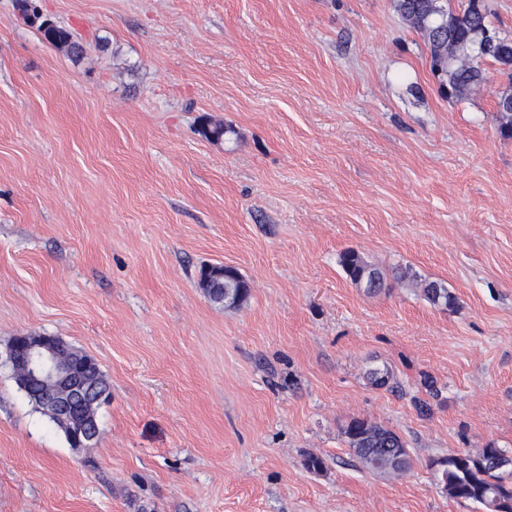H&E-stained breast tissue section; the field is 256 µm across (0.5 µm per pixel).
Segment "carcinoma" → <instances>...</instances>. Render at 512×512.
Returning <instances> with one entry per match:
<instances>
[{"label": "carcinoma", "instance_id": "1", "mask_svg": "<svg viewBox=\"0 0 512 512\" xmlns=\"http://www.w3.org/2000/svg\"><path fill=\"white\" fill-rule=\"evenodd\" d=\"M473 0H463L453 7L451 0H395L394 7L402 20L421 36L429 56L431 71L448 91L450 99L462 100L485 84L483 65L492 63L501 73L512 77V38L501 37L486 48L479 57L452 56L449 50L465 46L487 30L494 29L488 8L472 7ZM339 264L350 282L376 295L390 288L388 277L408 281L418 288L420 295L432 306L451 309L456 297L446 285L428 281L409 266L394 269L392 273L368 264L359 253L346 250L339 256ZM235 285L230 305L239 306L247 301L250 287L237 272L230 277ZM73 361L82 363L79 377L96 393L110 392L109 384L98 364L88 365L87 355L63 346ZM369 384L375 388L390 386L393 371L386 365L375 366L366 373ZM347 443L362 466L380 474H402L412 467V459L405 441L395 431L367 419L353 418L342 428ZM508 452L493 443L476 453L460 451L447 457L434 459L429 467L448 497L470 501L487 512H512V467L501 468L494 458Z\"/></svg>", "mask_w": 512, "mask_h": 512}]
</instances>
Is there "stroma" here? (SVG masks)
Returning a JSON list of instances; mask_svg holds the SVG:
<instances>
[{
  "mask_svg": "<svg viewBox=\"0 0 512 512\" xmlns=\"http://www.w3.org/2000/svg\"><path fill=\"white\" fill-rule=\"evenodd\" d=\"M486 77L446 98L392 0H0V512H480L428 462L512 452V138ZM348 249L455 309L366 294ZM211 265L243 306L209 300ZM21 333L98 362L93 447L19 390ZM382 363L395 387L368 385ZM353 418L411 471L363 469ZM392 277L398 281H408L418 288L420 295L432 306L451 309L456 304V297L448 291L446 285L437 281L422 279L409 266L395 268ZM347 443L362 466L380 474H402L412 459L402 437L392 429L367 419L353 418L342 428Z\"/></svg>",
  "mask_w": 512,
  "mask_h": 512,
  "instance_id": "stroma-1",
  "label": "stroma"
}]
</instances>
